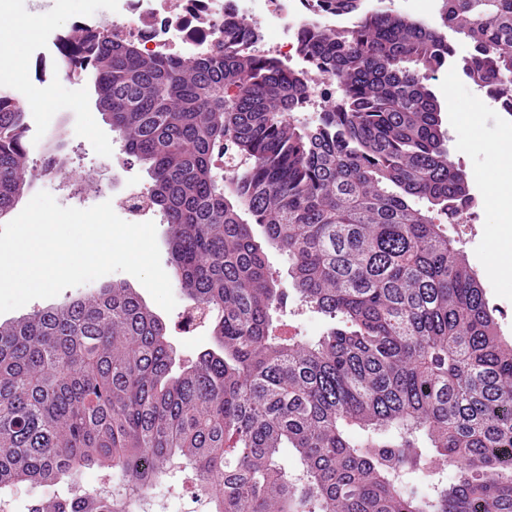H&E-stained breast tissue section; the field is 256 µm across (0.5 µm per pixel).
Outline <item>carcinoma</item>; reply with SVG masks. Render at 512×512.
Instances as JSON below:
<instances>
[{
  "mask_svg": "<svg viewBox=\"0 0 512 512\" xmlns=\"http://www.w3.org/2000/svg\"><path fill=\"white\" fill-rule=\"evenodd\" d=\"M441 18L306 30L300 51L339 89L312 127L292 120L306 75L232 29L205 58L107 37L58 56L68 75L86 59L98 108L149 165L174 277L215 348L174 369L165 325L117 283L0 323V489L97 466L123 491L57 493L32 512H132L181 465L213 512H512V343L411 205L453 217L468 203L428 81L450 31L473 45L463 68L478 86L512 89V0H442ZM25 117L0 90V216L28 186ZM255 224L288 254L300 302L344 327L314 343L272 334L288 294Z\"/></svg>",
  "mask_w": 512,
  "mask_h": 512,
  "instance_id": "cac0c4a2",
  "label": "carcinoma"
}]
</instances>
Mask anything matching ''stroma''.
<instances>
[{"instance_id": "obj_1", "label": "stroma", "mask_w": 512, "mask_h": 512, "mask_svg": "<svg viewBox=\"0 0 512 512\" xmlns=\"http://www.w3.org/2000/svg\"><path fill=\"white\" fill-rule=\"evenodd\" d=\"M107 4L108 0H0V12L8 18H21L45 9L53 22L63 27L75 15L104 12ZM453 47L455 54L447 62L454 75L453 85H444L442 74L437 73L429 87L435 97H443L447 92L453 97L455 111L443 113L442 128L447 133L448 158L466 174L472 202L455 221H448L442 214L435 215L434 221L462 251L468 267L485 290L501 336L512 342V285H506L504 277L488 270L492 243L506 232L499 211L489 203L488 196L491 190L512 184V179L504 177L503 166L497 164L488 148L512 130V115L504 112L500 101L488 97L486 89L478 87L465 75L463 61L473 51L471 44L457 40ZM49 94L46 107L26 115L28 164L39 172L37 179L26 189V197L46 191L60 206L87 209L110 200L112 195L122 192L126 184L150 186L151 178L146 167L130 160L107 116L98 111L90 74L75 78L61 76ZM480 96L484 97L485 105L479 109L475 100ZM458 111L475 112L474 124L458 125L454 118ZM466 135L477 140V147L461 148L460 141ZM60 137L65 140L66 169L83 185L81 195L76 197L69 195L60 177H46L40 173L49 146ZM266 254L274 279L280 288L290 292L292 282L288 275L290 261L287 254L273 246L267 247ZM173 294L177 305L172 312L162 313L161 318L177 359L192 361L200 352L212 347V328L205 321L195 331L185 332L183 317L191 302L181 288H174ZM335 325V320L302 305L291 292L286 308L274 316L277 334L306 341L318 340Z\"/></svg>"}]
</instances>
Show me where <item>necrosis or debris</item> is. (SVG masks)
<instances>
[{"label":"necrosis or debris","instance_id":"obj_1","mask_svg":"<svg viewBox=\"0 0 512 512\" xmlns=\"http://www.w3.org/2000/svg\"><path fill=\"white\" fill-rule=\"evenodd\" d=\"M338 22L352 25L356 18L335 19L307 6L305 0H112L108 12L83 15L75 28L83 34L106 29L148 53L177 59L210 55L227 27L245 39L254 31L273 30L278 34L274 45L252 42V50L273 53L285 67L308 71L310 83L303 106L322 110L335 100L336 82L312 72L298 46L306 27Z\"/></svg>","mask_w":512,"mask_h":512}]
</instances>
